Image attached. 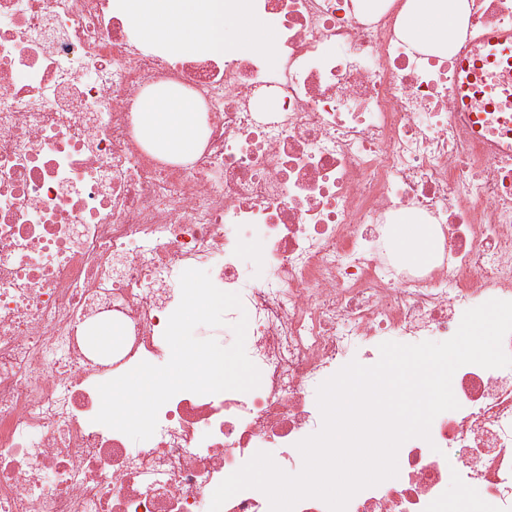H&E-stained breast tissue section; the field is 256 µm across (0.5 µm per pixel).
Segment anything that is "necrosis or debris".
I'll return each instance as SVG.
<instances>
[{
	"instance_id": "1",
	"label": "necrosis or debris",
	"mask_w": 512,
	"mask_h": 512,
	"mask_svg": "<svg viewBox=\"0 0 512 512\" xmlns=\"http://www.w3.org/2000/svg\"><path fill=\"white\" fill-rule=\"evenodd\" d=\"M354 2L252 0L272 55L185 60L140 44L111 0H0V512H208L257 452L301 470L327 376L512 301V158L487 157L494 125H461L457 70L470 41L512 29V0H468L444 54L411 48L394 0ZM167 83L207 116L189 163L133 133L141 95ZM409 220L431 236L417 264ZM188 268L239 294L261 381L177 393L137 443L95 423L97 386L168 361ZM102 319L105 349L86 339ZM452 390L459 409L347 512H448L452 490L466 512H512V367L464 365Z\"/></svg>"
}]
</instances>
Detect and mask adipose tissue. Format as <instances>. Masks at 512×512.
Here are the masks:
<instances>
[{
    "label": "adipose tissue",
    "instance_id": "1",
    "mask_svg": "<svg viewBox=\"0 0 512 512\" xmlns=\"http://www.w3.org/2000/svg\"><path fill=\"white\" fill-rule=\"evenodd\" d=\"M138 37L185 57L271 49L276 31L252 13L249 0H122ZM466 0H405L400 19L408 39L448 47L465 28ZM135 132L151 151L191 160L207 133L196 97L161 88L139 102Z\"/></svg>",
    "mask_w": 512,
    "mask_h": 512
}]
</instances>
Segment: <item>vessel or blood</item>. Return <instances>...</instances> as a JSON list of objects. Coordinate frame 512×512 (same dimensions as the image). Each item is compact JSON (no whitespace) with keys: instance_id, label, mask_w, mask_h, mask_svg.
<instances>
[{"instance_id":"1","label":"vessel or blood","mask_w":512,"mask_h":512,"mask_svg":"<svg viewBox=\"0 0 512 512\" xmlns=\"http://www.w3.org/2000/svg\"><path fill=\"white\" fill-rule=\"evenodd\" d=\"M481 65L498 73L497 84L476 83V69ZM457 66L463 90L475 93L482 100L484 111H503L506 98L512 96V30L485 32L477 42L475 54L460 57Z\"/></svg>"}]
</instances>
